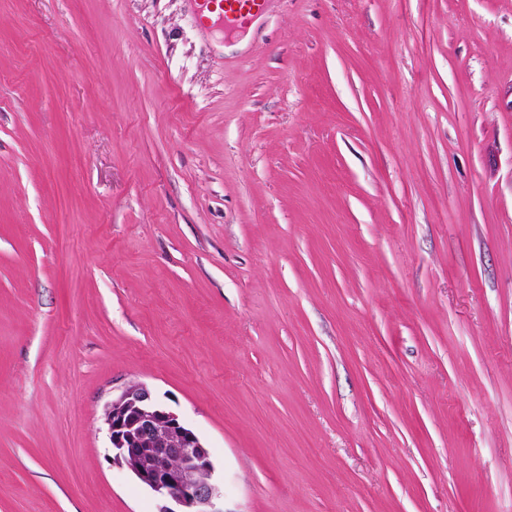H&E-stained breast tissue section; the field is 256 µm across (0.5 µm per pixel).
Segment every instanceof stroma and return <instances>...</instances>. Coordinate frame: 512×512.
I'll use <instances>...</instances> for the list:
<instances>
[{
    "label": "stroma",
    "instance_id": "stroma-1",
    "mask_svg": "<svg viewBox=\"0 0 512 512\" xmlns=\"http://www.w3.org/2000/svg\"><path fill=\"white\" fill-rule=\"evenodd\" d=\"M512 512V0H0V512ZM265 0H197L200 13L206 9L215 13L218 6L217 17L224 22V26H235L244 20L258 15ZM104 424L112 462L163 503L158 512H226L210 449L147 386L130 385L112 399Z\"/></svg>",
    "mask_w": 512,
    "mask_h": 512
}]
</instances>
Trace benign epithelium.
Returning a JSON list of instances; mask_svg holds the SVG:
<instances>
[{"mask_svg": "<svg viewBox=\"0 0 512 512\" xmlns=\"http://www.w3.org/2000/svg\"><path fill=\"white\" fill-rule=\"evenodd\" d=\"M112 463L130 470L162 502L159 512H225L210 449L143 384L107 406Z\"/></svg>", "mask_w": 512, "mask_h": 512, "instance_id": "7a95c632", "label": "benign epithelium"}]
</instances>
